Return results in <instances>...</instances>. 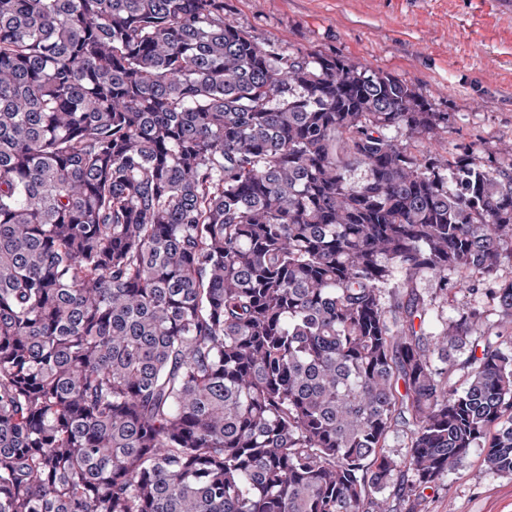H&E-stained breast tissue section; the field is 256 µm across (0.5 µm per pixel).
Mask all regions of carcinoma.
<instances>
[{
    "mask_svg": "<svg viewBox=\"0 0 512 512\" xmlns=\"http://www.w3.org/2000/svg\"><path fill=\"white\" fill-rule=\"evenodd\" d=\"M449 120L224 0H0V512H388L473 448L512 475V282L494 331L430 330L415 288L512 257V148L410 149Z\"/></svg>",
    "mask_w": 512,
    "mask_h": 512,
    "instance_id": "carcinoma-1",
    "label": "carcinoma"
}]
</instances>
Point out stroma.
<instances>
[{
    "label": "stroma",
    "instance_id": "35a3bbf8",
    "mask_svg": "<svg viewBox=\"0 0 512 512\" xmlns=\"http://www.w3.org/2000/svg\"><path fill=\"white\" fill-rule=\"evenodd\" d=\"M224 16L258 41L335 53L413 85L450 115L442 155L470 144L474 162L484 164L512 147V13L496 0H224ZM448 286L432 316L447 322L476 304L486 328H497L496 302L456 273ZM387 504L390 512H512V476L491 474L475 448L415 508L397 493Z\"/></svg>",
    "mask_w": 512,
    "mask_h": 512
}]
</instances>
